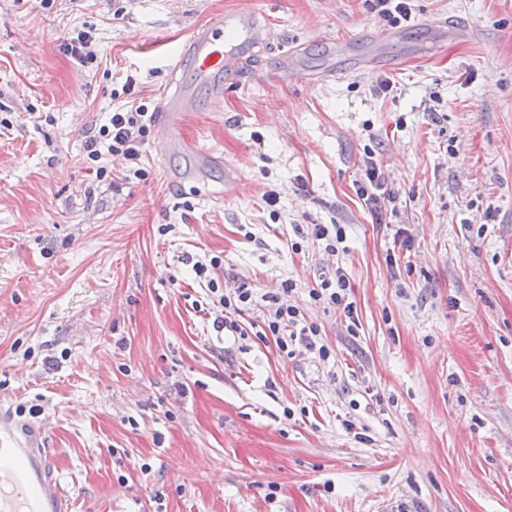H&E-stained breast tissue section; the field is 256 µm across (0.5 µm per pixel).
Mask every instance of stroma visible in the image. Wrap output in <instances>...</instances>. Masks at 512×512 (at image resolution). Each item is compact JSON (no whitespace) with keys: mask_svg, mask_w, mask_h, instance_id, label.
Segmentation results:
<instances>
[{"mask_svg":"<svg viewBox=\"0 0 512 512\" xmlns=\"http://www.w3.org/2000/svg\"><path fill=\"white\" fill-rule=\"evenodd\" d=\"M410 7L391 28L367 0H0V414L69 512H512V0ZM224 10L269 18L258 74L198 86L197 151L155 122L147 179L114 158L97 181L84 142L126 77L157 108ZM80 32L95 61L65 50ZM299 224L343 225L345 251ZM214 256L226 289L292 280L333 357L217 333L191 266ZM339 265L354 336L308 298ZM365 176L369 183V187H367L366 184L361 183L359 191L361 192L363 199L368 204H371L374 206V208H376L380 203L382 195L384 196L385 192L382 194L376 192L381 190V174L379 175V168L372 157H368V161H366Z\"/></svg>","mask_w":512,"mask_h":512,"instance_id":"35a3bbf8","label":"stroma"}]
</instances>
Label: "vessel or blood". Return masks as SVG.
Returning a JSON list of instances; mask_svg holds the SVG:
<instances>
[{"mask_svg": "<svg viewBox=\"0 0 512 512\" xmlns=\"http://www.w3.org/2000/svg\"><path fill=\"white\" fill-rule=\"evenodd\" d=\"M267 33L257 15L227 11L195 29L179 57L190 62L197 80L211 84L220 96L247 66L254 47ZM194 107L195 90L190 84L162 94L159 111L166 143L183 142L185 118ZM68 509V499L53 476L43 445L34 438H19L10 429L0 432V512Z\"/></svg>", "mask_w": 512, "mask_h": 512, "instance_id": "1", "label": "vessel or blood"}]
</instances>
